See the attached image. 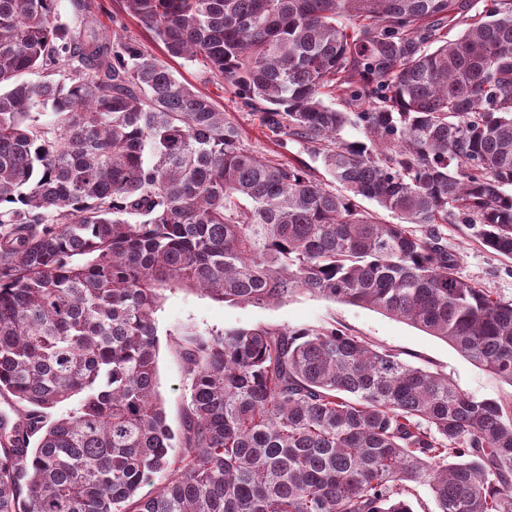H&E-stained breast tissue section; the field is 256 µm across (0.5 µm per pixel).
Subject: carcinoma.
<instances>
[{
    "label": "carcinoma",
    "mask_w": 512,
    "mask_h": 512,
    "mask_svg": "<svg viewBox=\"0 0 512 512\" xmlns=\"http://www.w3.org/2000/svg\"><path fill=\"white\" fill-rule=\"evenodd\" d=\"M120 2L330 182L83 23L96 0L70 22L0 0V512H414L419 486L438 512H512V405L334 326L186 329L176 433L155 318L177 289L308 292L512 385V301L459 277L441 230L512 257V0Z\"/></svg>",
    "instance_id": "cac0c4a2"
}]
</instances>
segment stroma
Returning <instances> with one entry per match:
<instances>
[{"label": "stroma", "mask_w": 512, "mask_h": 512, "mask_svg": "<svg viewBox=\"0 0 512 512\" xmlns=\"http://www.w3.org/2000/svg\"><path fill=\"white\" fill-rule=\"evenodd\" d=\"M169 67L176 76L201 93L235 122L246 142L266 158H290L299 147L289 143L281 147L278 139L261 126L257 113L240 109L232 88L217 80L201 64L172 59ZM442 231L449 251L459 259L457 272L502 300H512V259L500 256L484 246L466 224H446ZM159 325L157 389L167 413V422L179 428L184 395V361L177 344L181 329H224L256 324L289 327L345 326L373 344L399 353L405 362L448 376L462 393L479 398L512 402V386L481 370L445 341L379 312L335 303L301 293L277 306L259 308L220 303L196 291L167 293L156 314Z\"/></svg>", "instance_id": "1"}]
</instances>
